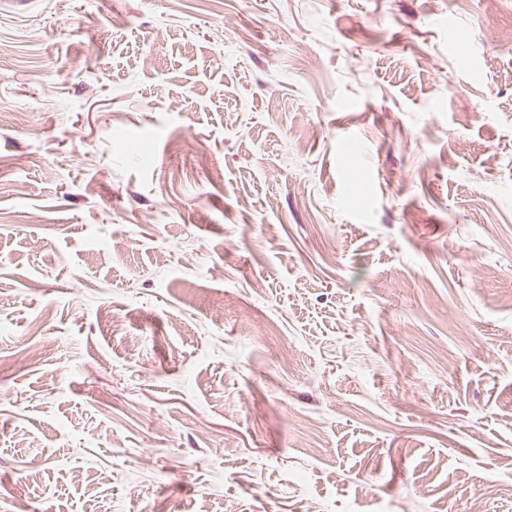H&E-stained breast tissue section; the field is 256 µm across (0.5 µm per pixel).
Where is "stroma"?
Wrapping results in <instances>:
<instances>
[{"mask_svg": "<svg viewBox=\"0 0 512 512\" xmlns=\"http://www.w3.org/2000/svg\"><path fill=\"white\" fill-rule=\"evenodd\" d=\"M509 29L1 6L0 512H512Z\"/></svg>", "mask_w": 512, "mask_h": 512, "instance_id": "obj_1", "label": "stroma"}]
</instances>
